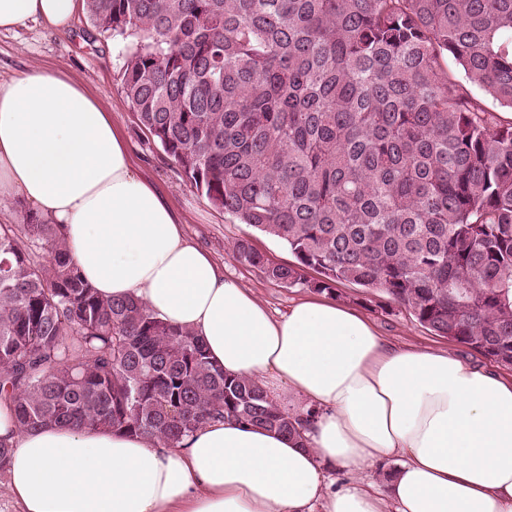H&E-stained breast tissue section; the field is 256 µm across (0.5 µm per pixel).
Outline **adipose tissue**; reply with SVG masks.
<instances>
[{"instance_id":"adipose-tissue-1","label":"adipose tissue","mask_w":512,"mask_h":512,"mask_svg":"<svg viewBox=\"0 0 512 512\" xmlns=\"http://www.w3.org/2000/svg\"><path fill=\"white\" fill-rule=\"evenodd\" d=\"M85 0H0V31L70 30ZM62 225L82 277L193 331L230 376L320 414L304 439L216 420L181 447L103 429L22 433L0 405L15 512H512V380L398 347L365 316L309 298L273 317L188 241L131 163L112 112L67 73L0 79V198ZM383 467L385 493L362 481ZM347 480H329V469Z\"/></svg>"}]
</instances>
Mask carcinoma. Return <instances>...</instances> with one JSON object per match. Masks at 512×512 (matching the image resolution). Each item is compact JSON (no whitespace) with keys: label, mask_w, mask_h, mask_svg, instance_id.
<instances>
[{"label":"carcinoma","mask_w":512,"mask_h":512,"mask_svg":"<svg viewBox=\"0 0 512 512\" xmlns=\"http://www.w3.org/2000/svg\"><path fill=\"white\" fill-rule=\"evenodd\" d=\"M132 37L139 127L281 286L380 291L434 335L512 365V0H86ZM463 77L448 69V58ZM312 269L318 278L309 280ZM0 403L49 425L154 436L212 420L296 434L259 380L134 298L98 295L56 224H0Z\"/></svg>","instance_id":"1"}]
</instances>
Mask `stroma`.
Wrapping results in <instances>:
<instances>
[{"label":"stroma","instance_id":"obj_1","mask_svg":"<svg viewBox=\"0 0 512 512\" xmlns=\"http://www.w3.org/2000/svg\"><path fill=\"white\" fill-rule=\"evenodd\" d=\"M129 48V40L101 35L83 14L67 32H54L31 21L16 30L0 32V78L41 65L63 70L83 82L111 108L113 125L131 145L134 167L163 193L183 224L188 240L211 254L226 273L251 288L272 313H285L292 301L311 296V289L275 285L256 269L237 261L234 245L243 238L250 239L257 250L274 262L291 264L295 258L276 240L254 233L249 226L210 206L152 137L139 128L121 83ZM333 299L360 312L384 337L398 345L444 349L467 363L485 367L491 364L490 359L434 335L381 292L343 283L337 285Z\"/></svg>","mask_w":512,"mask_h":512}]
</instances>
